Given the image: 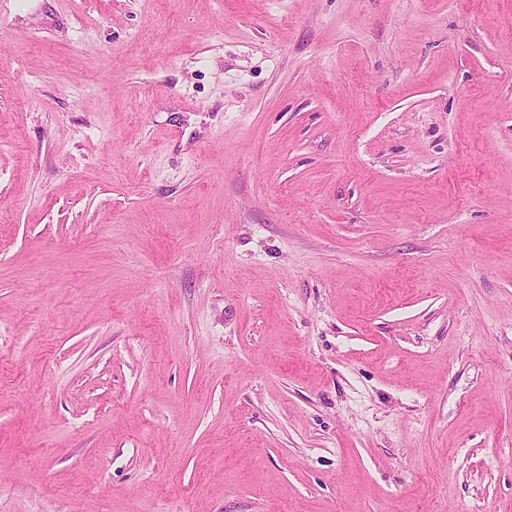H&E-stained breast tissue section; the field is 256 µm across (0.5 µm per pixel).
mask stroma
<instances>
[{
	"instance_id": "stroma-1",
	"label": "stroma",
	"mask_w": 512,
	"mask_h": 512,
	"mask_svg": "<svg viewBox=\"0 0 512 512\" xmlns=\"http://www.w3.org/2000/svg\"><path fill=\"white\" fill-rule=\"evenodd\" d=\"M0 512H512V0H5Z\"/></svg>"
}]
</instances>
